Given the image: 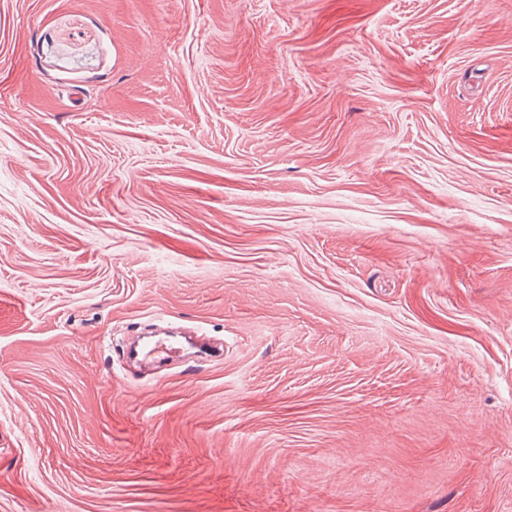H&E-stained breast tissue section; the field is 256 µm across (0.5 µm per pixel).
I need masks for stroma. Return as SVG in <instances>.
<instances>
[{
    "label": "stroma",
    "mask_w": 512,
    "mask_h": 512,
    "mask_svg": "<svg viewBox=\"0 0 512 512\" xmlns=\"http://www.w3.org/2000/svg\"><path fill=\"white\" fill-rule=\"evenodd\" d=\"M0 19V512H512V0Z\"/></svg>",
    "instance_id": "1"
}]
</instances>
